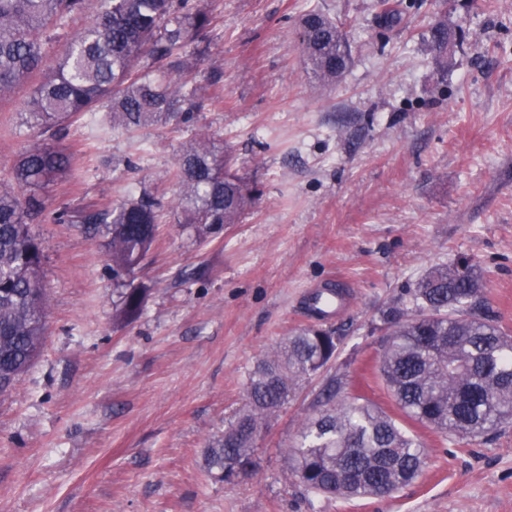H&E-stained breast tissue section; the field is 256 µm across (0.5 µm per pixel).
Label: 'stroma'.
Instances as JSON below:
<instances>
[{"label":"stroma","instance_id":"obj_1","mask_svg":"<svg viewBox=\"0 0 512 512\" xmlns=\"http://www.w3.org/2000/svg\"><path fill=\"white\" fill-rule=\"evenodd\" d=\"M210 47L192 75L205 108L193 124L97 132L85 114L62 142L74 164L48 208H106L149 190L164 222L133 282L127 323L102 238L44 221V345L0 394V512H512V423L458 444L414 424L420 477L354 501L308 493L282 450L321 381L269 421L257 466L227 483L204 450L242 406L247 376L283 336L321 325L342 341L328 372L389 413L376 368L380 315L436 266L469 261L487 315L512 334V0H403L386 29L381 0H209ZM336 18L353 61L313 80L299 49L312 8ZM463 30L440 69L429 27ZM28 86L0 104V178L43 141ZM207 134L257 195L239 223L207 239L183 230L173 177ZM341 278L352 301L319 319L309 291Z\"/></svg>","mask_w":512,"mask_h":512}]
</instances>
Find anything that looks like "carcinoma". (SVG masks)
I'll return each mask as SVG.
<instances>
[{
  "mask_svg": "<svg viewBox=\"0 0 512 512\" xmlns=\"http://www.w3.org/2000/svg\"><path fill=\"white\" fill-rule=\"evenodd\" d=\"M382 25L403 14L402 0H382ZM86 0H0V102L31 82L24 102L31 126L54 139L21 154L11 177L0 182V392L12 388L33 364L46 333L47 294L41 281L43 243L30 224L47 210L46 189L70 172L59 147L68 126L87 112H103L127 130L155 122L188 124L204 107L188 78L191 58L208 51L214 14L205 0H99L93 21L46 65L51 31L84 14ZM300 52L317 82L329 86L352 63L341 27L319 9L302 19ZM430 41L439 64L461 44V32L443 17ZM174 79H153L148 65ZM176 178L183 187L182 223L200 238L236 224L256 189L233 171L200 134L184 149ZM161 202L144 191L111 209H75L61 202L53 220L82 224L104 238L119 290L118 315L137 319L146 289L124 281L157 235ZM482 276L468 262L437 266L408 301L382 313L390 337L378 372L401 415L431 427L445 440L479 438L512 420V335L481 311ZM341 337L306 327L278 343L248 375L247 403L220 438L205 449L209 471L231 482L240 467L255 469L257 434L302 386L327 369ZM297 442L285 449L289 470L305 490L344 500L385 496L413 482L425 465L422 445L386 411L347 395L330 375L310 405Z\"/></svg>",
  "mask_w": 512,
  "mask_h": 512,
  "instance_id": "cac0c4a2",
  "label": "carcinoma"
}]
</instances>
